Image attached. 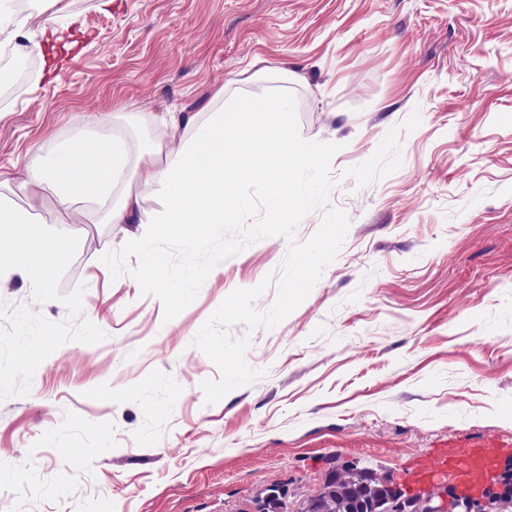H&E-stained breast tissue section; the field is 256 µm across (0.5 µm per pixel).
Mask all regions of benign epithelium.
Masks as SVG:
<instances>
[{"label":"benign epithelium","mask_w":512,"mask_h":512,"mask_svg":"<svg viewBox=\"0 0 512 512\" xmlns=\"http://www.w3.org/2000/svg\"><path fill=\"white\" fill-rule=\"evenodd\" d=\"M386 490L394 512H512V465L506 464L495 479L478 492L458 491L446 481L411 493L385 475H372Z\"/></svg>","instance_id":"benign-epithelium-1"}]
</instances>
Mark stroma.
I'll return each mask as SVG.
<instances>
[{"label": "stroma", "instance_id": "1", "mask_svg": "<svg viewBox=\"0 0 512 512\" xmlns=\"http://www.w3.org/2000/svg\"><path fill=\"white\" fill-rule=\"evenodd\" d=\"M48 0L21 30L34 77L0 100V493L14 512H288L337 457L421 486L448 440L512 458V0ZM59 40L41 36L44 25ZM225 99H296L337 144L327 207L346 238L305 300L249 338L262 375L206 404L194 344L234 290L279 269L272 236L220 261L173 319L102 256L146 225L77 223L25 197L29 151L79 142L81 191L136 182L141 153L185 152ZM195 115L159 138L144 114Z\"/></svg>", "mask_w": 512, "mask_h": 512}]
</instances>
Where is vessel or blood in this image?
Masks as SVG:
<instances>
[{"label":"vessel or blood","instance_id":"obj_1","mask_svg":"<svg viewBox=\"0 0 512 512\" xmlns=\"http://www.w3.org/2000/svg\"><path fill=\"white\" fill-rule=\"evenodd\" d=\"M498 458L499 447L496 444L452 442L438 453L432 469L463 488L472 489L494 479Z\"/></svg>","mask_w":512,"mask_h":512}]
</instances>
